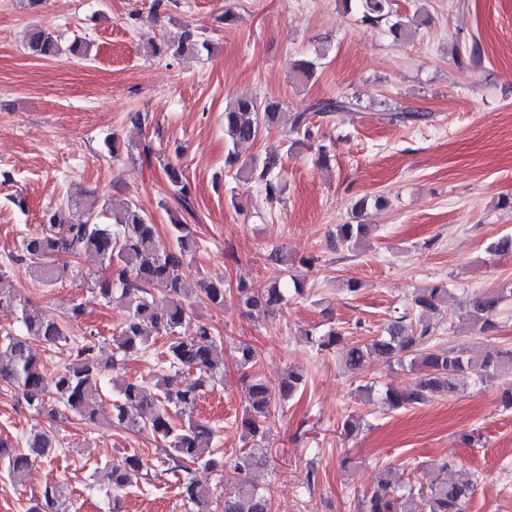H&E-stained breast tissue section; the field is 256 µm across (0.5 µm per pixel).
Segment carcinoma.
<instances>
[{"label":"carcinoma","mask_w":512,"mask_h":512,"mask_svg":"<svg viewBox=\"0 0 512 512\" xmlns=\"http://www.w3.org/2000/svg\"><path fill=\"white\" fill-rule=\"evenodd\" d=\"M345 10L356 9L360 21L369 26L388 24L396 39L407 37L405 22L393 19L391 0H341ZM28 54L49 58L59 53L57 39L42 30H33L25 38ZM155 54L174 56L195 55L208 49L194 28L185 26L173 43L150 42ZM353 101L346 96L321 98L293 113L289 133L297 136L291 147L312 148L313 118L346 112ZM281 104L273 100L238 98L224 109V135L232 145L224 160V167L236 177L264 187L266 195L274 199L281 192V182L275 178L277 159H243L233 147L254 143L261 131L282 123ZM429 118L415 110L396 111L390 121L419 124ZM161 168L170 192L187 214H193V190L181 166L164 158ZM172 246L165 252L155 248L157 224L132 202L114 214V223L102 224L93 210L85 208L82 196L72 195L67 207L47 215L41 229L22 240L21 260L28 263L35 275L46 284H53L67 275L68 261L84 256H95L102 264L101 271L92 278L99 294L111 299L114 291L129 300L124 321L112 336L116 349L125 358L146 352L155 336L167 338L166 368L168 374L157 379L156 391L140 381H127L118 389L112 403V413L105 412L97 386L100 366L95 357L94 334L84 337L76 347L74 359L46 381L32 351L30 341L55 344L67 337L64 324L45 319L39 310L25 301L18 303L17 321L24 333L4 331L0 343V382L20 391L28 409L52 417L64 410L86 424L112 420L133 433L151 435L164 451L172 468L186 472L181 483V496L197 512H211L209 505L217 488L209 487L188 476L190 466L198 464L216 470L224 460L214 457L210 447L216 430L212 424L197 416L200 394L223 381L221 362L214 355L217 343L212 327L200 322L192 336L181 333L184 321L190 317V299L201 292L217 308H224L226 293L224 281L202 280L192 287L181 276L186 259L199 247L197 230L186 223L177 211L168 212ZM369 233L366 224L336 225V242L348 248L358 246ZM287 286L279 278L269 287L256 292L240 280L235 302L252 319L265 318L284 303ZM448 297L443 285L430 284L418 289L411 308L390 318L389 323L375 336L365 341H349L345 332L336 327L317 333L304 332L305 341L317 352L333 351L341 366L350 373L363 370L365 362L378 357L389 365L409 368L418 374L413 386L398 390L386 388L382 401L392 410L406 409L426 403L434 394L452 392L456 381L464 373L483 380L492 374L512 372V348L501 349L496 355L482 360L465 357L463 351L450 346L434 333L425 321L426 313L437 307V302ZM512 301V283L493 290L476 291L469 295L465 317L471 329L486 333L495 329L494 317L503 306ZM237 362L243 370L241 381L244 405L240 428L252 447L234 455L230 465L246 476L234 490L224 492L222 512H269L268 492L247 480V476L269 463L266 442L272 410L292 399L305 383V376L293 369L270 384L253 373L259 353L254 345L240 341L236 347ZM53 448V438L45 432L29 435L24 446L14 448L0 440V461L5 463L8 479L15 486L26 481L30 467L47 457ZM147 467V461L138 455H129L112 464L110 477L115 489L126 486L128 471ZM449 463L436 466L437 474L427 486H402L393 483L386 472H381L377 488L362 501V512H466L476 485L470 479L450 481L445 473ZM64 512L58 507L57 491L45 487L41 500L29 512Z\"/></svg>","instance_id":"obj_1"}]
</instances>
